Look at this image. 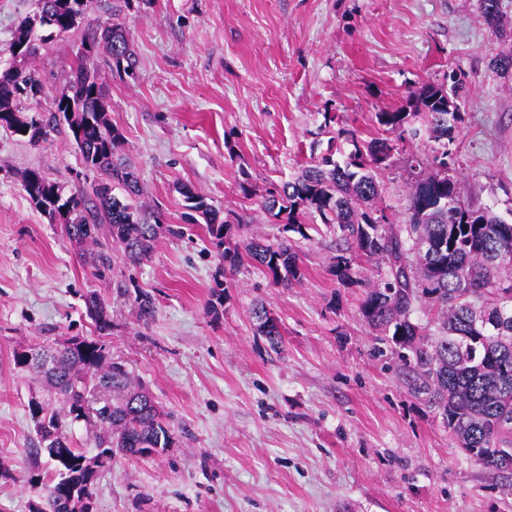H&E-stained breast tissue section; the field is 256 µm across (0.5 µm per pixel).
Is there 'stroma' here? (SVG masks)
Instances as JSON below:
<instances>
[{
  "label": "stroma",
  "instance_id": "35a3bbf8",
  "mask_svg": "<svg viewBox=\"0 0 512 512\" xmlns=\"http://www.w3.org/2000/svg\"><path fill=\"white\" fill-rule=\"evenodd\" d=\"M37 0H0V63ZM138 59L134 76L101 68L110 120L144 197L170 225L148 260L115 258L92 275L80 247L30 201L22 179L91 193L94 179L63 133L38 143L0 128V512H29L33 473L54 466L29 413L44 393L13 368L20 349L47 338L91 336L83 295L98 292L111 315L113 360L170 417L173 444L144 459L116 458L95 482L94 512H512L499 478L470 459L423 400L374 352L360 306L363 288L330 273L336 237L298 239L301 282L272 287L243 265L223 278L224 305L208 309L219 263L202 225H183L185 185L222 212L243 217L229 246L283 238L258 198L327 148L319 128L377 135L375 114L403 105L411 86L465 77L455 172L465 198L512 222V0L498 26L477 0H135L121 14ZM80 31L54 38L37 69L40 99L22 116L49 118L66 84ZM382 176L383 197L407 203L408 154ZM250 180L255 198L241 195ZM153 295L142 325L136 293ZM264 301L282 352L255 332Z\"/></svg>",
  "mask_w": 512,
  "mask_h": 512
}]
</instances>
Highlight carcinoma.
Segmentation results:
<instances>
[{"label": "carcinoma", "instance_id": "1", "mask_svg": "<svg viewBox=\"0 0 512 512\" xmlns=\"http://www.w3.org/2000/svg\"><path fill=\"white\" fill-rule=\"evenodd\" d=\"M92 0H37V11L25 18L10 46L13 62L0 67V127L37 143L50 124L38 116L19 115L22 99L42 96L44 87L32 64L54 37L84 24ZM484 22L499 24L502 0H479ZM118 13L96 23L83 35L71 66L70 80L52 100V121L62 116L68 136L88 149L85 166L98 174L93 198L68 193L38 169L28 170L22 187L35 207L50 208L64 236L78 245L92 244L95 267H110L107 242L135 264L150 257L163 230L158 206L141 200L143 190L134 171L118 153L121 130L107 115L96 62L100 56L117 73L134 75L136 59L130 32ZM450 85L423 83L409 93L405 105L375 113L383 137L369 141L341 127L334 140L352 146L339 162L329 153L311 159L293 180L266 190L261 209L285 230L308 238L307 230L323 224L344 243L332 257L331 272L344 286L364 288L360 313L365 324L387 336L391 358L407 390L426 400L439 414L471 459L494 471L501 488L512 495V223L489 207L463 199L460 183L449 170V150L463 116V82L448 74ZM426 131L437 144L429 170L411 180L404 211L390 213L382 203L380 178L397 146ZM188 224H207L220 258V271L239 270L249 260L276 287L303 277L293 241L250 240L243 248L224 247L231 221L206 198L179 188ZM374 265L375 277L354 275L357 260ZM87 316L102 333L109 328L100 295L84 296ZM136 316L146 324L155 314L149 294L134 298ZM426 308L424 322L413 319ZM257 333L282 349L278 319L263 303L252 309ZM50 365L14 353L16 367L38 371L49 398L33 401L29 410L38 444L30 449L56 462L54 472L39 478L44 494L30 512H93V487L99 470L115 458H148L171 447L168 415L136 383L121 362L112 360L104 341L70 336L49 345ZM107 401L95 410L98 452L88 456L69 434L86 418L94 396Z\"/></svg>", "mask_w": 512, "mask_h": 512}]
</instances>
